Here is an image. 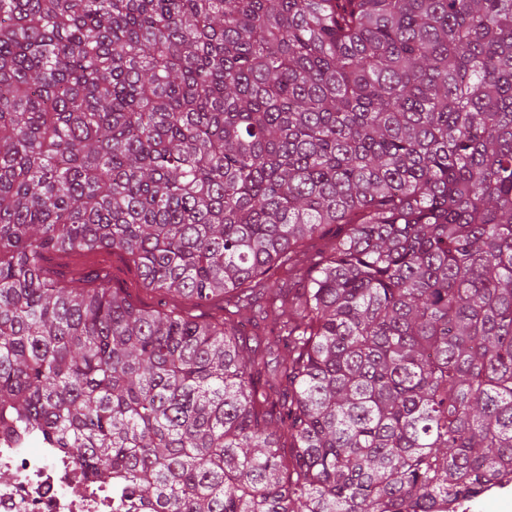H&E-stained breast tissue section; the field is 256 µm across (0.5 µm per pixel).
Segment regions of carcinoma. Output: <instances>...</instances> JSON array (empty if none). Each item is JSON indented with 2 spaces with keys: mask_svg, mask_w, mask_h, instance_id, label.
I'll list each match as a JSON object with an SVG mask.
<instances>
[{
  "mask_svg": "<svg viewBox=\"0 0 512 512\" xmlns=\"http://www.w3.org/2000/svg\"><path fill=\"white\" fill-rule=\"evenodd\" d=\"M2 434L112 512L512 475V0H0ZM75 263L81 265L85 272L106 276L113 288L129 295L131 300L141 307L157 308L162 298L169 306L180 301L174 293L163 297L157 292L144 290L136 268L129 264L122 254L112 253V250L101 249L81 257L54 256L49 260L48 269L53 278L63 281L72 275Z\"/></svg>",
  "mask_w": 512,
  "mask_h": 512,
  "instance_id": "1",
  "label": "carcinoma"
}]
</instances>
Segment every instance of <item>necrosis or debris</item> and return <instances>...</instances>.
I'll return each instance as SVG.
<instances>
[{
    "mask_svg": "<svg viewBox=\"0 0 512 512\" xmlns=\"http://www.w3.org/2000/svg\"><path fill=\"white\" fill-rule=\"evenodd\" d=\"M0 512H112V484L84 479L59 448L36 438L18 444L0 437Z\"/></svg>",
    "mask_w": 512,
    "mask_h": 512,
    "instance_id": "1",
    "label": "necrosis or debris"
}]
</instances>
